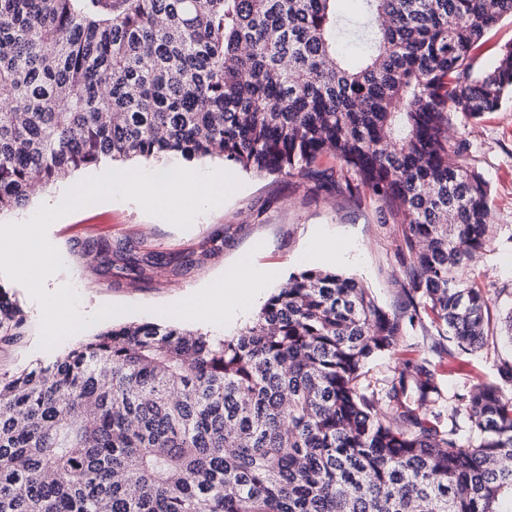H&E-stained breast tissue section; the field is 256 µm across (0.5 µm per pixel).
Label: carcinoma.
<instances>
[{"label":"carcinoma","mask_w":512,"mask_h":512,"mask_svg":"<svg viewBox=\"0 0 512 512\" xmlns=\"http://www.w3.org/2000/svg\"><path fill=\"white\" fill-rule=\"evenodd\" d=\"M0 0V214L102 162L219 157L380 203L410 262L403 291L437 334L484 341L465 271L488 242V184L448 147L452 114L512 93V46L473 72L512 0H359L370 52L336 46L340 0ZM113 254L148 279L164 256ZM25 315L0 290V336ZM404 313L355 277H289L231 338L158 323L103 331L0 380V512H512V359L458 399L474 442L405 362L358 386Z\"/></svg>","instance_id":"1"}]
</instances>
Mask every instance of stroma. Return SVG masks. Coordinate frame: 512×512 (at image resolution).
<instances>
[{
	"label": "stroma",
	"mask_w": 512,
	"mask_h": 512,
	"mask_svg": "<svg viewBox=\"0 0 512 512\" xmlns=\"http://www.w3.org/2000/svg\"><path fill=\"white\" fill-rule=\"evenodd\" d=\"M511 45L512 18L507 17L477 47L475 71L493 68ZM461 142L467 146L464 162L483 175L491 190L490 238L469 267L470 279L489 298L485 345L472 353L451 352L450 342L437 335L428 318H419L405 327L396 353L374 356L359 380L365 391L378 393L389 385L399 362L425 364L440 386V409L446 415L459 396L496 378L500 361L512 357V342L504 332V317L512 311V97L498 111L478 119L454 114L448 143ZM200 165L232 172L240 186L223 206L198 216L189 228H177L146 214L136 203L118 199L85 206L50 227L48 237L60 251L64 268L47 279L46 289L71 285L81 298L84 315L105 305L120 306V314L92 323L45 350L40 346L38 304L23 286L0 275V287L19 301L28 326L25 335L0 341V378L52 364L118 325L154 322L219 339L236 335L259 312V305L222 324L173 314L181 300L231 270L238 271L241 288L264 270H275L276 278L266 285L272 293L291 274L336 268L362 281L386 311L398 312L407 305L399 241L392 225L381 223L374 200L318 193L312 181L298 176L248 174L217 157L201 160ZM323 238L350 243L357 261L313 257L316 241ZM106 243L124 247L136 257L154 252L186 258L190 264L179 271L169 266L154 269L150 282L144 284L133 281L130 272L110 266L108 255L100 250Z\"/></svg>",
	"instance_id": "obj_1"
}]
</instances>
